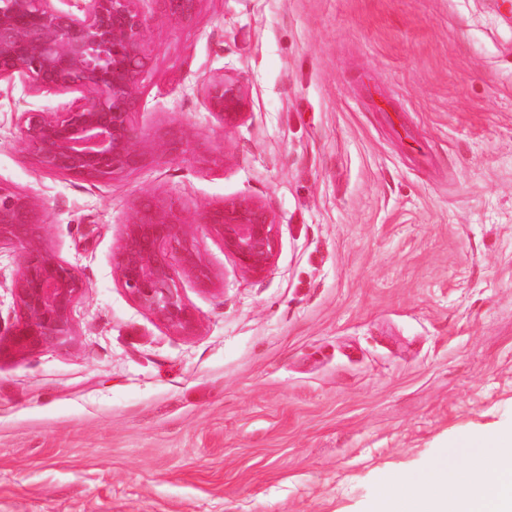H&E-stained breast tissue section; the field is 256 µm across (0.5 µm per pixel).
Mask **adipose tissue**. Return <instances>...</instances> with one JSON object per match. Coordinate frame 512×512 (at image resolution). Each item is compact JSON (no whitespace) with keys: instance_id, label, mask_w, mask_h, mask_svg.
Returning a JSON list of instances; mask_svg holds the SVG:
<instances>
[{"instance_id":"obj_1","label":"adipose tissue","mask_w":512,"mask_h":512,"mask_svg":"<svg viewBox=\"0 0 512 512\" xmlns=\"http://www.w3.org/2000/svg\"><path fill=\"white\" fill-rule=\"evenodd\" d=\"M424 512H512V434L492 431L438 460L431 476L407 480Z\"/></svg>"}]
</instances>
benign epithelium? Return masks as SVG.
<instances>
[{"label":"benign epithelium","mask_w":512,"mask_h":512,"mask_svg":"<svg viewBox=\"0 0 512 512\" xmlns=\"http://www.w3.org/2000/svg\"><path fill=\"white\" fill-rule=\"evenodd\" d=\"M0 0V81L23 80L37 94L78 97L64 112L23 109L15 125L33 163L94 182L141 166L151 154L178 157L192 133L148 140L131 123L139 105L138 78L152 65L145 47L149 20L140 0ZM159 18L185 23L203 0H157ZM206 107L225 128L248 113L243 86L225 76L204 82ZM204 224L224 241L240 267L263 275L277 250L276 223L261 203L230 200L205 211ZM42 206L35 197L0 186V248L18 246L21 260L9 290L13 310L0 335V354L63 344L85 285L78 271L47 249ZM190 224L172 202L139 204L113 257V272L129 295L169 329L188 336L197 317L180 291L191 276L211 280L190 237Z\"/></svg>","instance_id":"7a95c632"}]
</instances>
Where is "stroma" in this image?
<instances>
[{
    "label": "stroma",
    "mask_w": 512,
    "mask_h": 512,
    "mask_svg": "<svg viewBox=\"0 0 512 512\" xmlns=\"http://www.w3.org/2000/svg\"><path fill=\"white\" fill-rule=\"evenodd\" d=\"M149 18L136 132L193 134L88 182L33 165L13 123L72 95L0 82V185L36 197L86 288L66 344L0 357V512H377L512 430V27L488 0H203ZM235 78L222 127L203 82ZM215 164L198 162L199 153ZM190 222L198 326H164L113 256L144 198ZM262 203L278 247L244 272L202 224ZM160 3L161 20L170 23H185L198 13L203 0H156ZM206 107L225 128L237 126L248 113L249 101L243 86L224 75L204 82Z\"/></svg>",
    "instance_id": "35a3bbf8"
}]
</instances>
